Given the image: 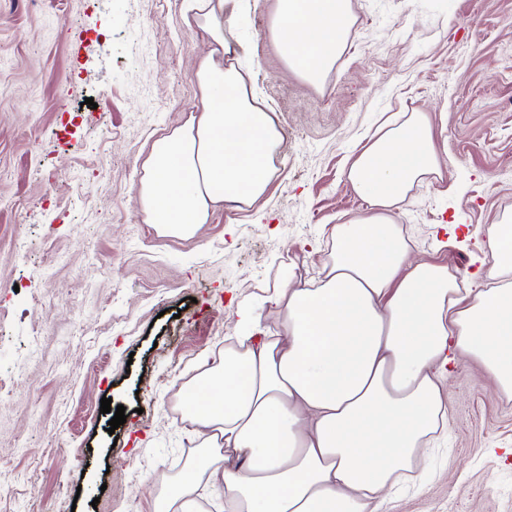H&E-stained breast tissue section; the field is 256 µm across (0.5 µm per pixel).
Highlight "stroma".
I'll use <instances>...</instances> for the list:
<instances>
[{
  "label": "stroma",
  "instance_id": "obj_1",
  "mask_svg": "<svg viewBox=\"0 0 512 512\" xmlns=\"http://www.w3.org/2000/svg\"><path fill=\"white\" fill-rule=\"evenodd\" d=\"M235 7L232 62L283 142L260 200L186 238L136 194L199 100L186 0H0V512H150L194 456L186 386L285 266L318 278L385 121L425 113L446 161L396 204L400 234L480 281L475 234L512 211V0H351L319 85L287 68L274 0ZM446 371L445 426L387 512H512V397L476 363ZM105 396L125 408L113 431Z\"/></svg>",
  "mask_w": 512,
  "mask_h": 512
}]
</instances>
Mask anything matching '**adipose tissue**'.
Segmentation results:
<instances>
[{
    "mask_svg": "<svg viewBox=\"0 0 512 512\" xmlns=\"http://www.w3.org/2000/svg\"><path fill=\"white\" fill-rule=\"evenodd\" d=\"M209 50L196 67L200 99L154 140L137 198L146 223L194 235L222 203L253 204L274 174L281 133L243 73L225 65L224 0H189ZM353 20L350 0H277L271 33L290 69L317 83ZM442 159L425 115L382 127L347 177L370 208L337 225L321 276L293 268L262 306L279 335L242 334L209 366L215 394L191 407L204 450L153 512H385L395 485L426 456L446 415L445 368L473 361L512 395V214L487 231L481 285L411 256L393 208Z\"/></svg>",
    "mask_w": 512,
    "mask_h": 512,
    "instance_id": "adipose-tissue-1",
    "label": "adipose tissue"
}]
</instances>
